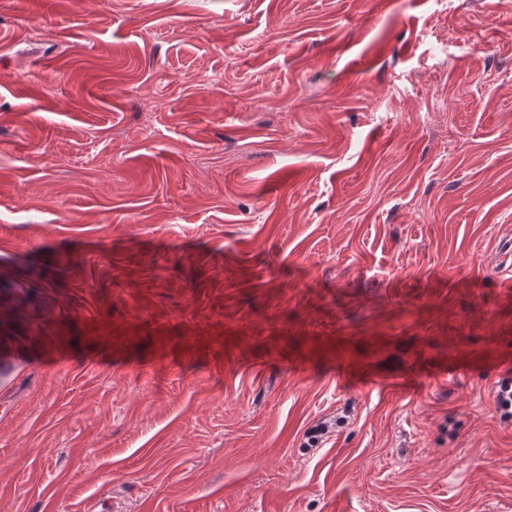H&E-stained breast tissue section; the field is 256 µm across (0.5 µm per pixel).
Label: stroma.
Segmentation results:
<instances>
[{"label":"stroma","instance_id":"obj_1","mask_svg":"<svg viewBox=\"0 0 512 512\" xmlns=\"http://www.w3.org/2000/svg\"><path fill=\"white\" fill-rule=\"evenodd\" d=\"M512 0H0V512H512Z\"/></svg>","mask_w":512,"mask_h":512}]
</instances>
